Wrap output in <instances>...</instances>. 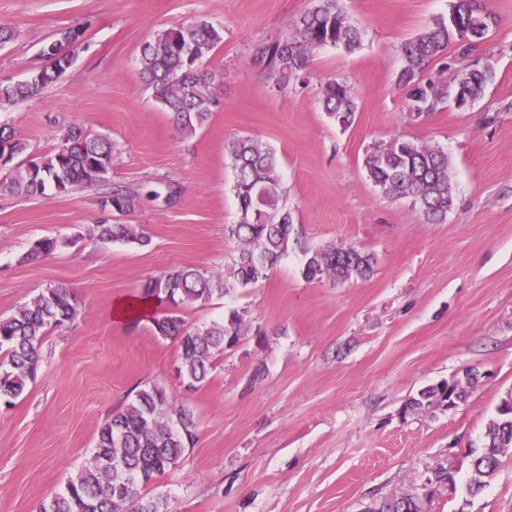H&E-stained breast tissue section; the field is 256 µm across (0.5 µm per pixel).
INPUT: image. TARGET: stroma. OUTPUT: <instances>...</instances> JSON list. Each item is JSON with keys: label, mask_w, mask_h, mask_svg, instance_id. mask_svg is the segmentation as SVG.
<instances>
[{"label": "stroma", "mask_w": 512, "mask_h": 512, "mask_svg": "<svg viewBox=\"0 0 512 512\" xmlns=\"http://www.w3.org/2000/svg\"><path fill=\"white\" fill-rule=\"evenodd\" d=\"M481 2L496 18L484 49L462 58L448 48L427 75L449 85L462 69L489 67L494 82L469 109L413 121L398 46L447 16L448 0H344L361 46L315 50L304 82L283 87L252 47L289 33L313 0H0V26L15 32L0 47V83L39 69L61 32L79 34L71 67L39 97L0 109V123L34 154L73 125L114 151L99 184L0 191V317L49 288L77 304L45 339L36 380L0 404V512H35L60 492L100 425L148 382L182 398L197 422L179 466L149 486L169 512H363L423 493L428 512H512V448L479 493L469 490L474 453L512 395V0ZM195 17L223 25L224 40L204 62L218 105L185 135L142 82L138 58L151 34ZM336 77L357 101L345 130L319 101ZM243 135L274 151L303 244L357 246L375 271L308 282L296 250L267 281L183 307L193 328L231 310L244 319L210 381L188 391L177 343L149 318L118 321L111 310L169 267L223 270L236 249L226 227L237 221L225 146ZM393 137L447 152V223H426L367 179L366 148ZM116 189L141 194L135 212L102 207ZM101 224L135 225L150 243L100 241ZM45 238L58 242L52 257L25 260ZM469 373L477 380L455 408H411L424 387Z\"/></svg>", "instance_id": "stroma-1"}]
</instances>
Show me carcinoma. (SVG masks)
<instances>
[{
    "instance_id": "obj_1",
    "label": "carcinoma",
    "mask_w": 512,
    "mask_h": 512,
    "mask_svg": "<svg viewBox=\"0 0 512 512\" xmlns=\"http://www.w3.org/2000/svg\"><path fill=\"white\" fill-rule=\"evenodd\" d=\"M495 17L480 0H450L448 19H439L399 47L403 67L398 83L406 91L405 106L416 120L442 110L453 102L459 110L471 107L495 79L489 68L462 70L453 88L424 78L431 63L455 45L462 56L482 50ZM362 31L352 24L341 0H314L313 7L297 17L291 33L253 47L254 60L270 76L286 85L302 81L311 52L333 47L352 51L359 47ZM78 34L68 31L44 51L46 63L26 79L0 84V107L40 95L71 66ZM224 40L223 26L203 18L179 23L148 37L141 45V75L154 100L170 113L178 129L194 133L209 119L217 101L213 75L201 66ZM320 101L327 117L342 129L352 125L357 103L347 82L332 78L321 85ZM0 153L9 177L0 189L10 193H44L51 184L59 193L92 186L112 170V142L70 129L54 150L42 156L28 152V143L0 125ZM237 200L238 221L227 227L237 243L224 273L206 277L198 271L172 266L147 281L137 302L154 301L164 310L152 317L155 333L178 344L176 374L188 390L206 385L224 347L239 341L242 315L231 311L220 322L190 328L178 314L179 305L210 301L232 288H247L265 281L289 250L300 245L293 213L288 209L281 173L274 152L252 137H238L227 145ZM367 177L388 199H408L430 224L448 220L454 205L448 154L437 146L395 137L380 140L363 156ZM139 195L115 190L102 200L120 214L135 211ZM98 238L139 246L149 237L130 224H100ZM56 242L35 243L26 258L48 257ZM301 270L308 281L345 283L367 280L374 272L375 257L356 246L329 243L303 250ZM76 315L74 298L63 288H49L7 318H0V402L11 405L33 381L40 368L39 350L50 331ZM448 381L418 392L410 406L428 411L442 404ZM191 411L166 390L146 383L121 409L99 427L87 461L71 475L63 490L43 500L36 512H169L168 500L145 489L157 477L176 469L195 438ZM512 448V421H492L484 450L474 460L471 486H485L501 464L503 449ZM384 512H425L424 501L406 495L381 502Z\"/></svg>"
}]
</instances>
